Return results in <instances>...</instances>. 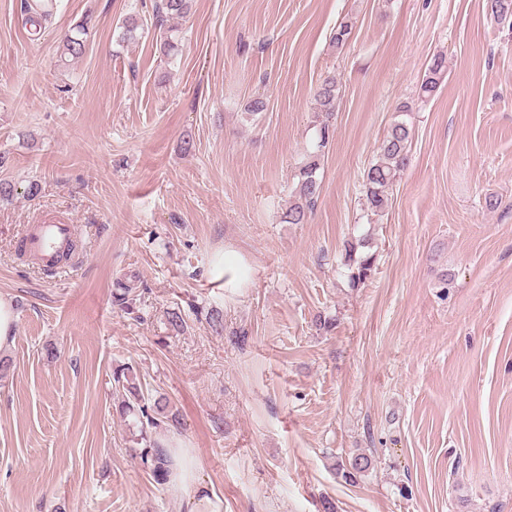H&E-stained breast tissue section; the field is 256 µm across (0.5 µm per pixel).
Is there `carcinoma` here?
Listing matches in <instances>:
<instances>
[{
    "mask_svg": "<svg viewBox=\"0 0 512 512\" xmlns=\"http://www.w3.org/2000/svg\"><path fill=\"white\" fill-rule=\"evenodd\" d=\"M192 0H158L153 12L152 25L158 30L159 51L169 57L178 50L180 41L178 27L172 24L175 19H183L190 14ZM489 11L500 23H509L512 28V0H487ZM24 26L32 35L45 28L54 14L56 0H24L22 4ZM354 22L344 19L336 25L331 36V42L336 47H342L348 41ZM89 36L88 21L76 24L62 39L58 46L59 61L77 59L86 51ZM448 65L445 56L435 57L427 67L420 86L419 95L429 98L439 88ZM340 89L336 78L328 76L319 84L316 94V112L319 117L316 125V143L308 161L300 168L298 182L293 199L288 202V208L283 213V222L287 224H306L321 192V181L318 170L323 148L327 147L333 137L329 119L336 109V101ZM412 140V127L404 120L391 124L378 146L376 160L364 170L363 187L367 209L373 214L383 213L388 205V191L398 181L408 163L409 146ZM365 240L349 244L345 248L344 265L350 271L349 279L352 286L357 287L371 279L375 273V257L364 253L357 255L358 248L365 247ZM112 379L116 387L123 390L127 401L126 407L136 406L137 435L134 443L141 446L140 457L158 484L167 482L171 472L172 458L168 450L161 447L153 438L157 429L167 425L175 418L169 415L167 406L159 400H151L145 395L142 386L136 383L137 376L133 371L119 368L113 371ZM372 465L371 459L362 454H353L347 461L338 464L337 474L345 481L354 482L364 475Z\"/></svg>",
    "mask_w": 512,
    "mask_h": 512,
    "instance_id": "carcinoma-1",
    "label": "carcinoma"
}]
</instances>
